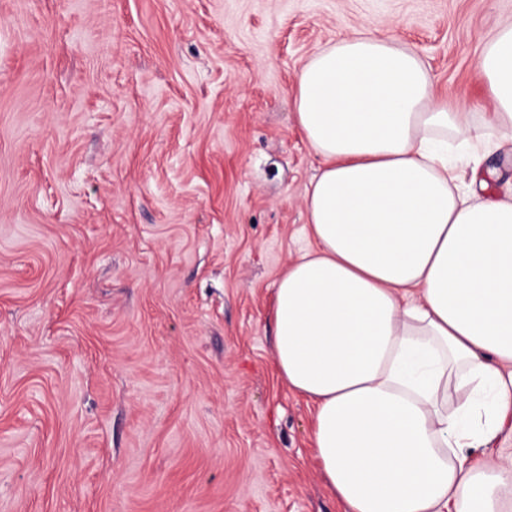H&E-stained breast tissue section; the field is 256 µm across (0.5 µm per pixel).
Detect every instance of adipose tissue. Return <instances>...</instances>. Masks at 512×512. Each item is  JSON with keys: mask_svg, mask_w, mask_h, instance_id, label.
Returning a JSON list of instances; mask_svg holds the SVG:
<instances>
[{"mask_svg": "<svg viewBox=\"0 0 512 512\" xmlns=\"http://www.w3.org/2000/svg\"><path fill=\"white\" fill-rule=\"evenodd\" d=\"M476 77L512 131V23ZM295 117L323 165L305 197L314 242L275 290L273 359L313 407L312 447L342 512H505L512 448L471 462L512 415V200L474 161L465 98L438 97L419 55L370 26L300 69Z\"/></svg>", "mask_w": 512, "mask_h": 512, "instance_id": "ef3b65f1", "label": "adipose tissue"}]
</instances>
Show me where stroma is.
Wrapping results in <instances>:
<instances>
[{
    "label": "stroma",
    "mask_w": 512,
    "mask_h": 512,
    "mask_svg": "<svg viewBox=\"0 0 512 512\" xmlns=\"http://www.w3.org/2000/svg\"><path fill=\"white\" fill-rule=\"evenodd\" d=\"M367 22L500 138L512 0H0V512H341L271 309L322 165L291 89ZM476 77L493 106L491 128L512 131V23L500 25L485 42Z\"/></svg>",
    "instance_id": "stroma-1"
}]
</instances>
